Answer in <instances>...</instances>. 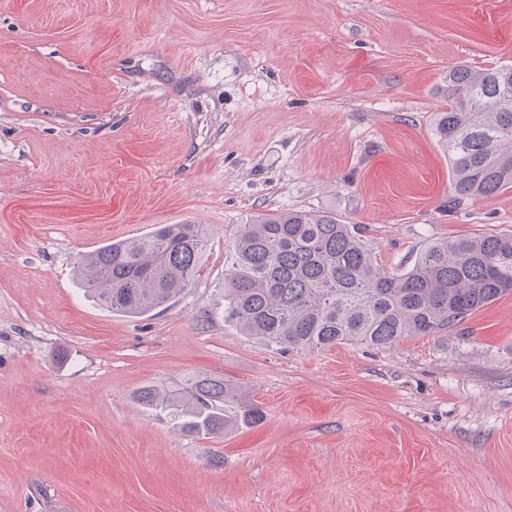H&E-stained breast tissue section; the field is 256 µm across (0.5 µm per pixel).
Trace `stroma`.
<instances>
[{"label": "stroma", "instance_id": "35a3bbf8", "mask_svg": "<svg viewBox=\"0 0 512 512\" xmlns=\"http://www.w3.org/2000/svg\"><path fill=\"white\" fill-rule=\"evenodd\" d=\"M512 65V0H0V512H512V293L392 345H267L224 317L250 216L332 212L384 270L512 232L452 207L448 71ZM199 225L144 316L81 254ZM232 383L257 425L179 431L147 385Z\"/></svg>", "mask_w": 512, "mask_h": 512}]
</instances>
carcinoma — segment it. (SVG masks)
Wrapping results in <instances>:
<instances>
[{
  "label": "carcinoma",
  "instance_id": "1",
  "mask_svg": "<svg viewBox=\"0 0 512 512\" xmlns=\"http://www.w3.org/2000/svg\"><path fill=\"white\" fill-rule=\"evenodd\" d=\"M448 111L435 127L448 151L451 203L512 188V66L448 70ZM206 243L197 224H160L78 259L83 287L107 308L145 315L200 276ZM512 292V233L429 243L402 273L376 266L355 224L330 214L286 211L241 225L224 278V317L267 344L324 349L391 345L462 324ZM221 378L198 376L176 391L149 385L137 402L177 420L181 431L218 436L256 424V407Z\"/></svg>",
  "mask_w": 512,
  "mask_h": 512
}]
</instances>
